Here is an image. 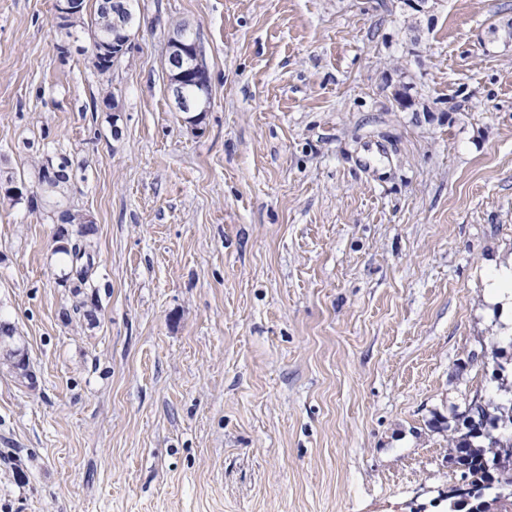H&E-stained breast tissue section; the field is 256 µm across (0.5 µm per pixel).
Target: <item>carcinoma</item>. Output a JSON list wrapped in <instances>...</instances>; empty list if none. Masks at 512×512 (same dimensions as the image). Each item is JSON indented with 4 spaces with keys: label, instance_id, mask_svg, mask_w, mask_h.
Masks as SVG:
<instances>
[{
    "label": "carcinoma",
    "instance_id": "carcinoma-1",
    "mask_svg": "<svg viewBox=\"0 0 512 512\" xmlns=\"http://www.w3.org/2000/svg\"><path fill=\"white\" fill-rule=\"evenodd\" d=\"M98 0L93 15L80 16L66 27L65 35L74 37L83 30L91 32L90 53L93 66L101 73L112 69V60L97 54L99 46L112 44V13ZM68 161L60 159L57 165L59 177L55 181L38 176V185L44 205L50 208L52 216L59 217L65 224L77 221V212L61 209L56 194L69 179ZM56 253L63 255V282L76 281V292L87 286L88 273L93 266L94 250L87 229H77V238L70 246L59 248ZM14 328L0 321V342L3 343V358L0 367L17 376H29V364L24 349L15 341ZM492 378L505 381L512 375V351H501L493 357ZM448 431V450L460 472L461 483L471 486L481 496L468 500L448 496V512H512V403L493 405L473 401L457 414L455 425L435 426Z\"/></svg>",
    "mask_w": 512,
    "mask_h": 512
}]
</instances>
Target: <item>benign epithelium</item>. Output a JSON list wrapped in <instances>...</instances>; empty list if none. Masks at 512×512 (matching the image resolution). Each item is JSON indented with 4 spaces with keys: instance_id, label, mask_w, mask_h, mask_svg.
Wrapping results in <instances>:
<instances>
[{
    "instance_id": "7a95c632",
    "label": "benign epithelium",
    "mask_w": 512,
    "mask_h": 512,
    "mask_svg": "<svg viewBox=\"0 0 512 512\" xmlns=\"http://www.w3.org/2000/svg\"><path fill=\"white\" fill-rule=\"evenodd\" d=\"M79 8L78 0H54V12L57 26H62ZM117 33L112 37V64L116 65L132 49L134 38L133 27L115 21ZM165 62L168 67V92L174 99L178 111L185 114L184 123L192 130L199 128V122L203 112L206 111V104L202 97L190 95L186 92V81L195 78L197 85L209 89L208 73H201L196 70L195 50L189 39L187 26L174 27L168 33L165 44Z\"/></svg>"
}]
</instances>
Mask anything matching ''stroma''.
<instances>
[{
  "label": "stroma",
  "instance_id": "1",
  "mask_svg": "<svg viewBox=\"0 0 512 512\" xmlns=\"http://www.w3.org/2000/svg\"><path fill=\"white\" fill-rule=\"evenodd\" d=\"M136 11L102 74L53 0H0V177L68 159L99 300L75 313L57 225L0 200V319L33 375L0 369V512H448L434 424L499 401L512 342L484 288L512 258V0ZM177 22L209 70L196 133ZM190 39L200 42L196 33H190ZM189 39V31L184 24L180 27H173L168 33L165 44V62L168 67V92L174 99L179 112H183L185 117L184 123L188 125L190 130L199 128V122L203 112H206V104L201 96L190 95L186 92V81L195 77L197 85L205 89V93L210 92L209 75L207 72L201 73L196 70L195 50ZM511 352L507 350H501L500 353L496 354L493 357L494 369L492 371V378L495 381H502L500 383V388H504L505 392L512 394V342L510 343ZM510 374V387L504 386L505 378Z\"/></svg>",
  "mask_w": 512,
  "mask_h": 512
}]
</instances>
